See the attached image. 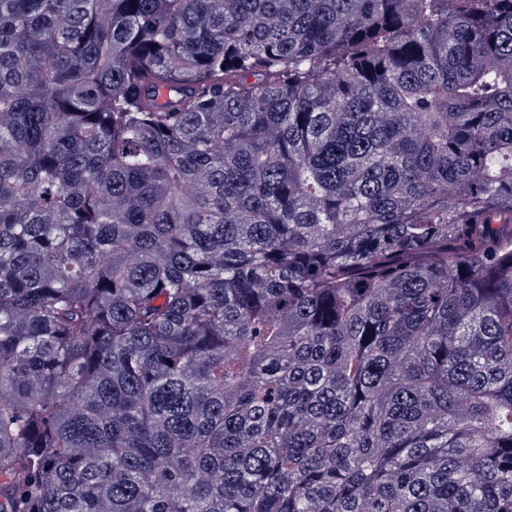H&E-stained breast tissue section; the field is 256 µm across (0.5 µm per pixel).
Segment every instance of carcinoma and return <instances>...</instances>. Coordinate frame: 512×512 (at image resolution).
I'll return each mask as SVG.
<instances>
[{"mask_svg": "<svg viewBox=\"0 0 512 512\" xmlns=\"http://www.w3.org/2000/svg\"><path fill=\"white\" fill-rule=\"evenodd\" d=\"M0 512H512V0H0Z\"/></svg>", "mask_w": 512, "mask_h": 512, "instance_id": "obj_1", "label": "carcinoma"}]
</instances>
